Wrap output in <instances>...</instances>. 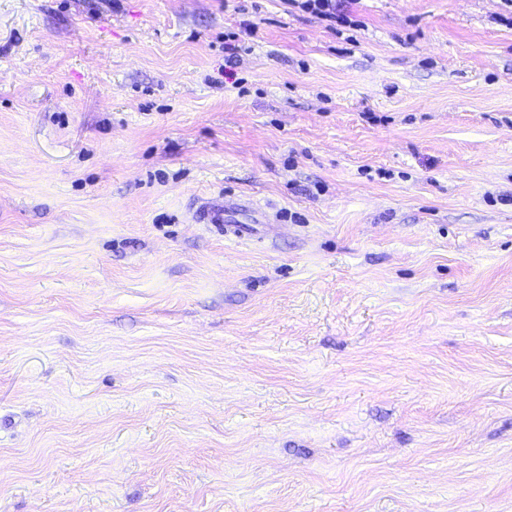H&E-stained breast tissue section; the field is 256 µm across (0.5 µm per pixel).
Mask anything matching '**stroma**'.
<instances>
[{"label":"stroma","mask_w":512,"mask_h":512,"mask_svg":"<svg viewBox=\"0 0 512 512\" xmlns=\"http://www.w3.org/2000/svg\"><path fill=\"white\" fill-rule=\"evenodd\" d=\"M336 8L0 0V512H512V26ZM289 7L310 13L328 22L327 27L337 29L349 23L348 16L336 9L334 0H283ZM247 208L255 214L253 224H267L261 209L248 205L229 206L224 203V198L218 201H201L194 211L193 218L198 224H214L220 227L224 231V236L232 235L236 239H244L249 234L247 225L231 223L227 216L231 212Z\"/></svg>","instance_id":"stroma-1"}]
</instances>
